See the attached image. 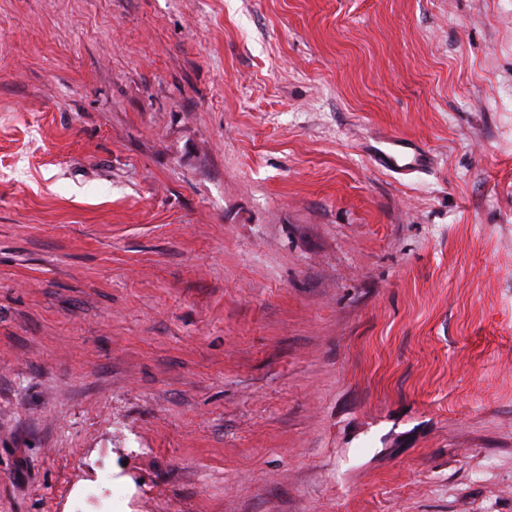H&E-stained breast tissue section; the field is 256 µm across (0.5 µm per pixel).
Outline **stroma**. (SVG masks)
Listing matches in <instances>:
<instances>
[{
    "label": "stroma",
    "mask_w": 512,
    "mask_h": 512,
    "mask_svg": "<svg viewBox=\"0 0 512 512\" xmlns=\"http://www.w3.org/2000/svg\"><path fill=\"white\" fill-rule=\"evenodd\" d=\"M0 512H512V0H0ZM376 143L377 146H371L373 156L379 166L389 171L406 175L430 164L428 155L408 139L380 136Z\"/></svg>",
    "instance_id": "obj_1"
}]
</instances>
